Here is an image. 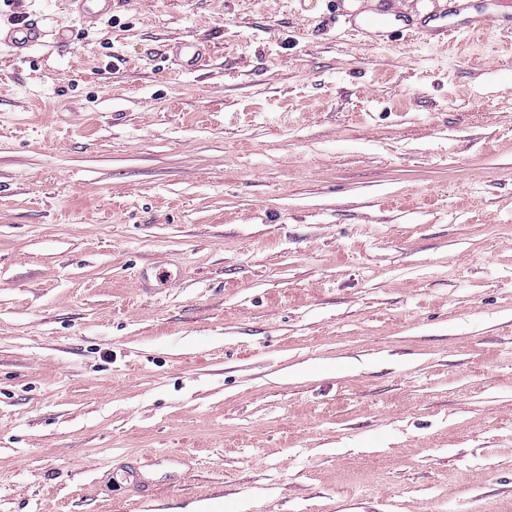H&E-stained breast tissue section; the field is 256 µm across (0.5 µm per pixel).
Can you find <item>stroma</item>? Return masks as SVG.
<instances>
[{"mask_svg": "<svg viewBox=\"0 0 512 512\" xmlns=\"http://www.w3.org/2000/svg\"><path fill=\"white\" fill-rule=\"evenodd\" d=\"M34 17L0 42V512H512L499 34L0 0ZM41 37L42 26L38 18L29 19L8 33L10 43L19 49L32 46L39 42Z\"/></svg>", "mask_w": 512, "mask_h": 512, "instance_id": "obj_1", "label": "stroma"}]
</instances>
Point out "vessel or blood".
I'll list each match as a JSON object with an SVG mask.
<instances>
[{
	"instance_id": "b4317fda",
	"label": "vessel or blood",
	"mask_w": 512,
	"mask_h": 512,
	"mask_svg": "<svg viewBox=\"0 0 512 512\" xmlns=\"http://www.w3.org/2000/svg\"><path fill=\"white\" fill-rule=\"evenodd\" d=\"M405 27L409 32L421 33L430 38L443 35L454 39L461 34H473L488 28L508 36L512 34V12L492 15L473 9L469 0H448L443 10L416 20H407ZM41 37V22L36 18L25 21L8 34L10 43L19 49L32 46Z\"/></svg>"
}]
</instances>
